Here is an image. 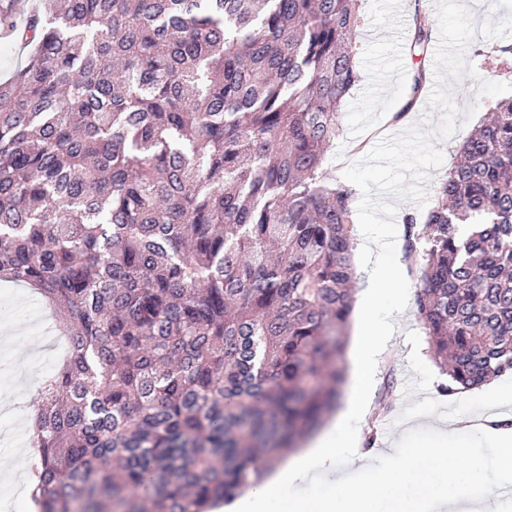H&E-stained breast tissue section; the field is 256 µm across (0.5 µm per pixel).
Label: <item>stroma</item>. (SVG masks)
<instances>
[{"label": "stroma", "mask_w": 512, "mask_h": 512, "mask_svg": "<svg viewBox=\"0 0 512 512\" xmlns=\"http://www.w3.org/2000/svg\"><path fill=\"white\" fill-rule=\"evenodd\" d=\"M415 0H362L363 34H360L358 68L363 75L347 97L341 114V134L326 162L332 177H341L349 164L361 161L382 139L399 134L388 117L401 105L413 72L407 51L408 30ZM476 23L474 42L484 56L466 53L465 58L479 74L478 80L453 81V101L459 110H472V117L460 124L447 139L436 140L443 152L442 165L430 172V186L438 183L455 161L457 150L471 130L497 102L496 97L476 92L479 80L512 84V56L491 58L494 47L512 43V0H461ZM389 26L401 30V37L371 39L372 29ZM66 346L54 343L47 330L24 327L16 341L0 354V403L11 412L0 421V433L24 442L30 434L25 417L14 414L16 406H30L37 384L49 367L59 366ZM444 376L434 362L425 333L417 317L415 304H408L402 317L393 319L385 338L371 397L370 410L377 413V438L373 453L377 464L392 461L405 439L420 437L425 421L449 427L464 405L456 396L443 395L439 386Z\"/></svg>", "instance_id": "stroma-1"}]
</instances>
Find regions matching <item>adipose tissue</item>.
<instances>
[{"label":"adipose tissue","mask_w":512,"mask_h":512,"mask_svg":"<svg viewBox=\"0 0 512 512\" xmlns=\"http://www.w3.org/2000/svg\"><path fill=\"white\" fill-rule=\"evenodd\" d=\"M402 293L401 281L386 264L377 262L368 269L359 307L364 338L354 353V381L344 412L285 471L251 490L238 512H453L463 503L500 502L512 485V417H485L480 433L488 446L483 452L470 445L465 427L452 429L449 445L404 449L400 460L381 468L370 453L357 450L358 437L349 421L366 407L387 312ZM346 448L355 449L349 463L370 473L368 483H354L338 469L337 459ZM312 469L320 471L321 485L293 493V486Z\"/></svg>","instance_id":"adipose-tissue-1"}]
</instances>
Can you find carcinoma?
Returning a JSON list of instances; mask_svg holds the SVG:
<instances>
[{"label":"carcinoma","mask_w":512,"mask_h":512,"mask_svg":"<svg viewBox=\"0 0 512 512\" xmlns=\"http://www.w3.org/2000/svg\"><path fill=\"white\" fill-rule=\"evenodd\" d=\"M361 0H40L0 29V278L67 357L39 389L37 512H211L333 408L354 190L327 177ZM429 15L415 0L424 100ZM441 391L512 371V97L403 214ZM27 52L15 48L0 34V78L9 77L15 70L24 65Z\"/></svg>","instance_id":"1"}]
</instances>
